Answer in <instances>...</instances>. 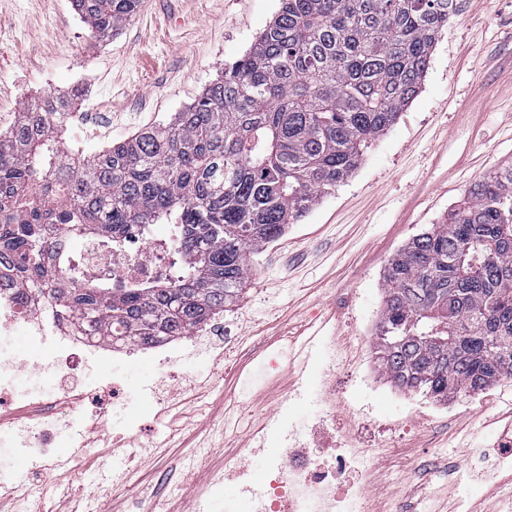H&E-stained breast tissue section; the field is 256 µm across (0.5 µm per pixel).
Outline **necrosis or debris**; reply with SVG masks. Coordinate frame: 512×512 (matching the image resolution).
I'll return each mask as SVG.
<instances>
[{
	"instance_id": "1",
	"label": "necrosis or debris",
	"mask_w": 512,
	"mask_h": 512,
	"mask_svg": "<svg viewBox=\"0 0 512 512\" xmlns=\"http://www.w3.org/2000/svg\"><path fill=\"white\" fill-rule=\"evenodd\" d=\"M80 261L86 279H110L131 285L140 281L166 278L168 268L155 247L129 241L126 248L110 252L95 239L81 246ZM15 281L0 279V334L11 336L28 326L31 336L45 342L49 332L65 331L70 346L53 351L34 367L43 375L64 374L75 361V346L92 348L99 339L92 332L68 331L44 306L20 307L15 299ZM336 401H329L317 423L306 430L281 423L276 431L260 428L254 438L257 448L269 456L266 473L253 480L237 463H225V481L235 483L249 512H368L363 501L368 493L365 474L359 472L358 448L336 436Z\"/></svg>"
}]
</instances>
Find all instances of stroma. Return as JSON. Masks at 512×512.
Instances as JSON below:
<instances>
[{
    "label": "stroma",
    "mask_w": 512,
    "mask_h": 512,
    "mask_svg": "<svg viewBox=\"0 0 512 512\" xmlns=\"http://www.w3.org/2000/svg\"><path fill=\"white\" fill-rule=\"evenodd\" d=\"M457 2L397 121L348 179L251 255L253 275L224 312L240 339L235 359L189 339L163 367L143 349L119 361L82 355L74 374L92 394L81 408L88 428L45 453L17 452L23 414L0 405V430L13 437L0 443V477L23 472L36 489L15 500L17 512H64L94 496L116 512H182L191 498L211 512H244L233 487L202 491L199 474L230 459L259 477L268 459L254 432L284 414L306 429L332 384L347 390L336 424L365 449L374 512H512V472L477 482L465 470L470 454L495 456L512 442V379L439 402L395 387L374 353L388 260L482 176L512 167V0ZM279 8V0H142L117 34L99 39L71 0H0V131L43 93L65 96L76 85L87 93L66 135L87 146L167 122L245 54ZM313 322L324 329L311 371H286L287 345ZM345 346L347 366L331 367ZM106 378L137 397L160 391L176 421L132 420L107 401ZM101 445L123 458L125 480H101Z\"/></svg>",
    "instance_id": "obj_1"
}]
</instances>
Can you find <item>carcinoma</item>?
Returning a JSON list of instances; mask_svg holds the SVG:
<instances>
[{"mask_svg": "<svg viewBox=\"0 0 512 512\" xmlns=\"http://www.w3.org/2000/svg\"><path fill=\"white\" fill-rule=\"evenodd\" d=\"M140 0H74L94 36ZM457 0H281L273 22L197 103L90 149L64 138L79 96L46 93L0 132V255L22 303L147 343L190 336L248 281V255L357 169L417 95ZM167 226L166 281H88L71 244L121 249ZM374 350L397 387L436 400L512 377V168L474 184L383 272ZM451 331L431 333L436 323Z\"/></svg>", "mask_w": 512, "mask_h": 512, "instance_id": "1", "label": "carcinoma"}]
</instances>
